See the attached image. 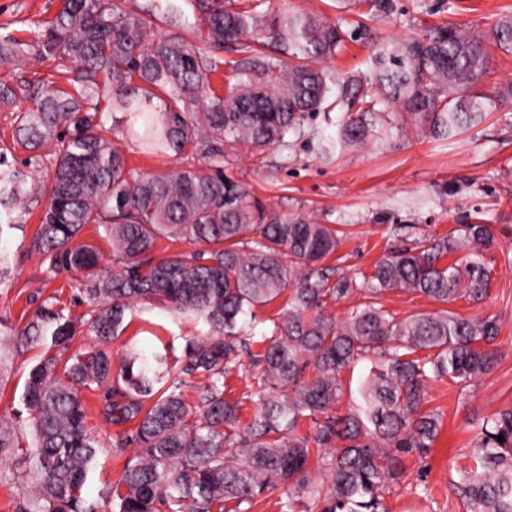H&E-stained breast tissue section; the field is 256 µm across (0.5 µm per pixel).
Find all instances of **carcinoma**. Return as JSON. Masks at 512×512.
I'll return each instance as SVG.
<instances>
[{"mask_svg":"<svg viewBox=\"0 0 512 512\" xmlns=\"http://www.w3.org/2000/svg\"><path fill=\"white\" fill-rule=\"evenodd\" d=\"M265 3L60 0L35 43L0 40V65L32 51L55 63L58 80L25 91L32 106L16 112L17 143L45 151L53 165L33 248L80 273L81 292L95 305L87 331L102 344L121 335L136 299L193 313L211 331L187 346L179 368L206 378L193 405L179 381L156 389L172 368L145 349H129L116 369L100 347L35 365L23 394L33 443L18 466L36 492L17 512H98L84 495L97 448L79 396L92 387L105 389L113 425L135 423L126 440L137 454L105 492L117 512H251L258 497L284 486L286 512L296 497L319 512H387L397 453L425 455L441 431L440 416L423 410L426 383L446 378L464 389L494 369L497 319L446 309L399 319L381 302L391 291L444 305L484 300L483 252L497 243L491 225L461 224L391 252L359 282L322 266L341 243L335 228L254 197L224 174L221 147L245 143L262 152L292 134L318 140L326 153L325 136L305 124L336 107L345 112L338 138L347 147L394 129L447 139L512 100V80L493 96L474 91L490 47L512 54V18L483 31L448 25L401 39L380 50L366 81L312 66L342 49V24L273 14ZM188 25L205 47L181 36ZM226 48L237 58L219 95L210 76L226 65ZM108 111L125 114L119 133L145 152H199L205 168L145 174L128 167L105 126ZM32 195L25 175L0 170V209L26 214ZM89 224L103 228L112 267L101 265L98 247L77 242ZM162 238L195 250L159 256ZM463 249V258L441 265ZM285 292L282 316L262 336L257 387L245 396L256 410L242 428L241 401L224 397V378L246 348L255 308ZM355 295L366 303L344 318L325 310L327 301ZM74 335L72 319L44 303L17 348L48 341L63 350ZM358 360L371 367L339 415L342 373ZM473 461L452 483L455 492L471 512H512V406L481 426Z\"/></svg>","mask_w":512,"mask_h":512,"instance_id":"cac0c4a2","label":"carcinoma"}]
</instances>
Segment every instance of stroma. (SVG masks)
<instances>
[{
	"label": "stroma",
	"instance_id": "35a3bbf8",
	"mask_svg": "<svg viewBox=\"0 0 512 512\" xmlns=\"http://www.w3.org/2000/svg\"><path fill=\"white\" fill-rule=\"evenodd\" d=\"M58 7V0H0V38L34 42ZM266 7L343 19L344 30L355 40L324 66L368 78L374 75L373 55L380 45L446 23L484 29L502 15H512V0H394L393 11L374 21L364 2L346 8L342 0H267ZM288 141V146L260 156L240 144L226 146L224 171L264 203L284 202L289 212L335 225L343 235L340 264L348 273L371 274L389 251L424 236L448 235L461 224L482 222L496 230L498 243L484 256L491 271L488 299L480 305L458 300L447 309L467 317L498 318L495 345L501 358L489 375L466 390L444 381L427 383L424 407L441 414V434L428 456L399 454L397 478L384 499L388 512H468L451 484L471 467L480 427L512 406V263L506 261L512 256V103L445 141L409 134L358 149L337 146L327 156L317 141L294 135ZM118 145L130 166L141 172L204 163L198 154L151 155L123 139ZM47 202L39 197L26 223L0 218V256L9 269L0 279V430L13 439L12 448L0 454V512H16L30 490V480L15 464L20 449L32 441L22 395L30 369L49 352L45 344L18 350L13 342L43 302L76 320L90 310L78 273L50 269L31 248L37 216ZM126 322V331L107 346L116 363L132 345L162 348L169 360H180L190 342L209 334L203 321L142 300L132 303ZM81 396L87 428L98 442L85 495L98 502L100 512H113L101 494L117 479L132 450L118 445L123 429L107 419L103 391L86 389Z\"/></svg>",
	"mask_w": 512,
	"mask_h": 512
}]
</instances>
